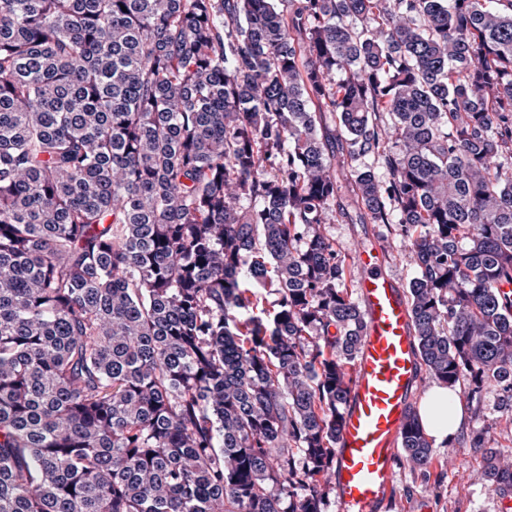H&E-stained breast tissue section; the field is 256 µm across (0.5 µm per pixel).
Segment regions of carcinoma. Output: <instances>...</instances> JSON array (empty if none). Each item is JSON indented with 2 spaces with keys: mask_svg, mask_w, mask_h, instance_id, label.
<instances>
[{
  "mask_svg": "<svg viewBox=\"0 0 512 512\" xmlns=\"http://www.w3.org/2000/svg\"><path fill=\"white\" fill-rule=\"evenodd\" d=\"M351 210L428 375L512 393V0H0V512H325Z\"/></svg>",
  "mask_w": 512,
  "mask_h": 512,
  "instance_id": "carcinoma-1",
  "label": "carcinoma"
}]
</instances>
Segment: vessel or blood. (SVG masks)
I'll return each instance as SVG.
<instances>
[{
	"label": "vessel or blood",
	"mask_w": 512,
	"mask_h": 512,
	"mask_svg": "<svg viewBox=\"0 0 512 512\" xmlns=\"http://www.w3.org/2000/svg\"><path fill=\"white\" fill-rule=\"evenodd\" d=\"M385 245L360 247L354 260L367 333L352 367L332 472L340 512H383L419 369L408 307L387 274Z\"/></svg>",
	"instance_id": "1"
}]
</instances>
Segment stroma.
<instances>
[{
  "label": "stroma",
  "mask_w": 512,
  "mask_h": 512,
  "mask_svg": "<svg viewBox=\"0 0 512 512\" xmlns=\"http://www.w3.org/2000/svg\"><path fill=\"white\" fill-rule=\"evenodd\" d=\"M328 232L346 258L358 247L381 240L389 247L387 272L408 285L415 269L407 258V242L379 224H355L341 218ZM502 387L488 385L479 401L464 402V419L456 439L434 444L428 471L397 462L396 498L387 512H499V491L488 481L481 449L472 445L482 437L499 458L512 460V408Z\"/></svg>",
  "instance_id": "35a3bbf8"
}]
</instances>
